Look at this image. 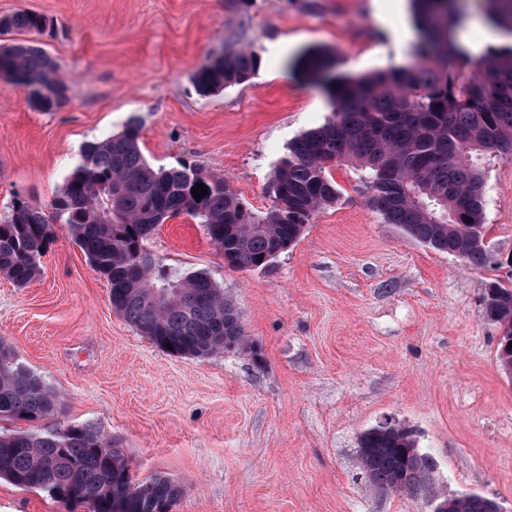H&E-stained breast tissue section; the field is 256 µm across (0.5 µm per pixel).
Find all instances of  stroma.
Wrapping results in <instances>:
<instances>
[{"label": "stroma", "instance_id": "35a3bbf8", "mask_svg": "<svg viewBox=\"0 0 512 512\" xmlns=\"http://www.w3.org/2000/svg\"><path fill=\"white\" fill-rule=\"evenodd\" d=\"M19 9L53 27L43 46L72 93L40 112L0 79V217L17 200L49 205L84 145L132 121L152 165L197 164L266 210L289 143L332 116L300 57L323 50L352 74L413 61L392 48V0H0V16ZM241 49L257 53L256 74L200 95L196 69ZM482 172L497 269L465 267L385 223L360 171L342 165L336 202L268 266H228L185 214L151 235L163 263L209 274L250 349L159 348L113 310L62 223L41 276L20 288L0 275V338L60 393L58 420L97 425L122 448L134 482L179 483L175 512H431L438 492L481 493L512 512V378L482 305L512 256V161L486 157ZM387 421L434 461L418 492L379 488L359 465L360 435ZM0 512L87 510L0 479Z\"/></svg>", "mask_w": 512, "mask_h": 512}]
</instances>
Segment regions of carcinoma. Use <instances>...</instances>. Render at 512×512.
Here are the masks:
<instances>
[{"mask_svg":"<svg viewBox=\"0 0 512 512\" xmlns=\"http://www.w3.org/2000/svg\"><path fill=\"white\" fill-rule=\"evenodd\" d=\"M487 22L512 36V0H495ZM419 41L408 68L340 74L322 51L304 67L330 97L334 117L303 133L274 166L272 206L253 211L221 174L194 164L156 168L139 147L140 126L83 147L49 209L18 200L0 219V274L23 287L41 273L53 225L66 224L73 242L105 278L112 308L171 353L204 358L245 346L236 308L204 271L181 273L159 261L146 243L167 218L185 213L224 249L239 269L269 263L273 250L295 243L339 191L331 169L351 164L366 171L369 204L386 223L473 268L492 263L485 239L487 155L512 160V43L478 58L462 51L454 28L463 20L454 0H413ZM47 19L28 10L0 17V32L43 35ZM258 58L242 49L203 63L193 76L201 95L245 81ZM0 77L22 85L30 105L55 112L70 101L71 86L41 41L0 45ZM207 186L196 200L192 189ZM484 315L499 330L497 359L512 376V280L489 284ZM61 409L58 394L22 365L0 339V420H37ZM359 457L379 487L412 490L433 469L403 426L362 433ZM123 451L93 424H53L43 431H0V479L53 496L75 498L88 512H154L158 501L176 504L181 489L156 476L135 483L114 466ZM448 512H492L478 493L448 498Z\"/></svg>","mask_w":512,"mask_h":512,"instance_id":"obj_1","label":"carcinoma"}]
</instances>
